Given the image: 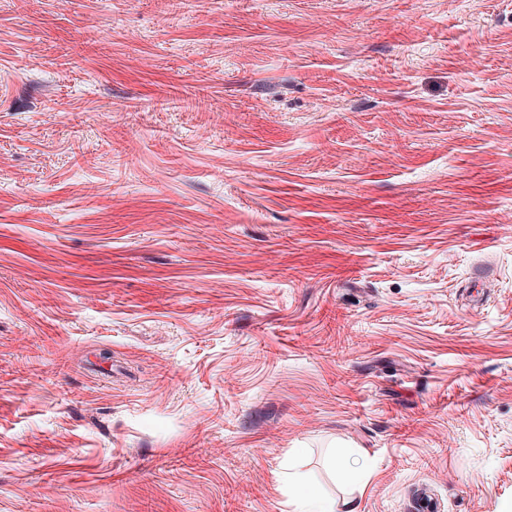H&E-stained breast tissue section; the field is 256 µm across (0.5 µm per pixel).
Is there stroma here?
<instances>
[{
    "mask_svg": "<svg viewBox=\"0 0 512 512\" xmlns=\"http://www.w3.org/2000/svg\"><path fill=\"white\" fill-rule=\"evenodd\" d=\"M291 469L512 512V0H0V512Z\"/></svg>",
    "mask_w": 512,
    "mask_h": 512,
    "instance_id": "stroma-1",
    "label": "stroma"
}]
</instances>
